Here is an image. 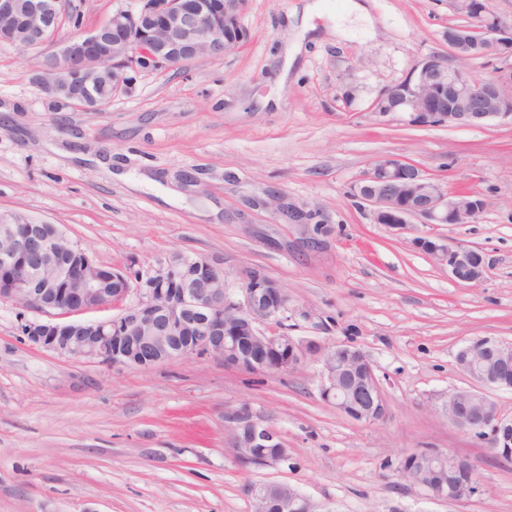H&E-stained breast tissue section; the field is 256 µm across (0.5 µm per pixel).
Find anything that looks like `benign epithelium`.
<instances>
[{
	"mask_svg": "<svg viewBox=\"0 0 512 512\" xmlns=\"http://www.w3.org/2000/svg\"><path fill=\"white\" fill-rule=\"evenodd\" d=\"M470 25L448 32L453 58H470L480 49L489 57L512 59V25L505 27L488 18L480 0H458ZM246 0H136L132 11L119 10L106 21L85 32L78 30L58 42L56 35L65 13L64 0H0V41L26 49L55 45L43 59L44 89L57 102L79 103L88 112H98L106 104L105 87L112 94L126 90L133 75L160 71L181 64L224 56L244 41L246 32L240 18ZM112 57V71L99 70L100 61ZM512 71L493 78L473 79L457 65L433 57L416 77L390 87L386 94L399 95L410 122L429 125L475 126L493 118H512ZM496 103L487 112L483 104ZM362 192L356 203L372 210L394 234L415 230L421 224H470L486 207L485 199L474 192H449L440 179L418 164L393 156L377 159L358 180ZM256 205L273 207L276 217L286 209L298 217L306 244L319 249L334 230L315 224V214L291 207L282 193L273 194ZM4 224L3 233L12 240L11 249L0 253V301L11 303L25 318L22 335L32 345L74 359L96 358L114 367L149 369L177 358H215L227 368L249 373H268L274 367L292 373L308 362L319 365L320 395L336 411L355 421L376 422L388 413V404L374 369L362 357L366 383L358 386L345 378L341 344H308L282 327L265 332L263 321L282 323L288 299L280 286L267 275L246 276L243 300L232 301L224 292V270L204 258L182 254L172 256L154 269L130 273L114 270L84 255L82 266L73 271L61 257L74 245L60 227L47 233V223ZM418 249L438 266L448 269L460 284L478 282L477 250L448 237L418 236ZM55 251L60 257V280H74L78 305L62 311L52 285L41 282L36 255ZM105 272L120 277L126 287L111 295L103 290L99 276ZM135 300L126 304L128 297ZM117 309L119 314L98 320L81 321L76 316L92 310ZM464 359L457 363L473 387L452 392L441 400L448 421L462 431L490 433V449L496 457L512 459V417L498 410L485 390L506 389L505 378L476 370L471 357L479 354L507 363L512 360V344L488 337L468 341L462 348ZM236 460L243 467H266L288 459V448L272 429L253 419L245 408L226 414ZM259 448H272L260 456ZM455 457L429 451L407 455L399 476L429 488L416 470L444 471ZM477 492L471 482L442 481L433 490L438 500L459 501ZM255 512H313L309 499L285 484H268L251 489Z\"/></svg>",
	"mask_w": 512,
	"mask_h": 512,
	"instance_id": "obj_1",
	"label": "benign epithelium"
}]
</instances>
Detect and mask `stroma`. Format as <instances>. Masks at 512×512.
<instances>
[{"instance_id":"35a3bbf8","label":"stroma","mask_w":512,"mask_h":512,"mask_svg":"<svg viewBox=\"0 0 512 512\" xmlns=\"http://www.w3.org/2000/svg\"><path fill=\"white\" fill-rule=\"evenodd\" d=\"M134 4L71 0L60 34ZM346 6L248 0L235 49L135 74L99 112L52 102L41 51L0 42V212L57 224L119 269L206 258L234 301L247 271L265 273L288 294L289 335L364 352L386 419L324 403L314 364L251 374L193 358L143 370L47 352L0 302V512H252L251 488L274 483L316 512H512V462L436 409L471 385L455 362L466 342L512 343V121L416 126L376 112L385 89L449 56V28L470 20L458 0H367L364 18ZM382 156L482 195L486 210L393 235L350 195ZM274 190L335 227L324 249L255 207ZM417 235L480 250L483 279L454 282ZM243 406L282 437L287 460L237 463L224 416ZM421 450L470 459L478 493L437 500L399 477Z\"/></svg>"}]
</instances>
